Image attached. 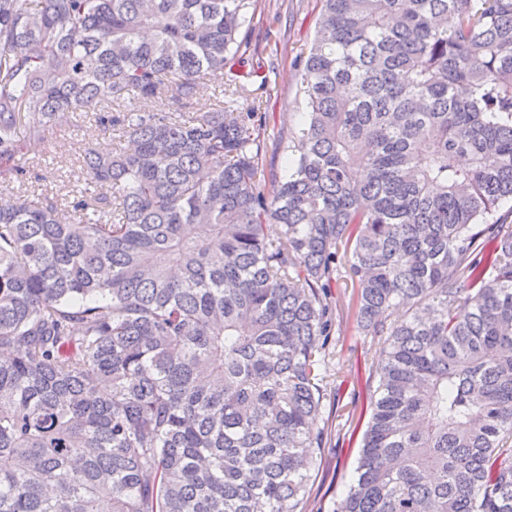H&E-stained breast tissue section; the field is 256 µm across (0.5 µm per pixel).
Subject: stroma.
<instances>
[{
    "instance_id": "35a3bbf8",
    "label": "stroma",
    "mask_w": 512,
    "mask_h": 512,
    "mask_svg": "<svg viewBox=\"0 0 512 512\" xmlns=\"http://www.w3.org/2000/svg\"><path fill=\"white\" fill-rule=\"evenodd\" d=\"M318 14L319 0H252L247 50L234 65L241 89L224 95L236 111L264 116L266 162L281 179L288 173L286 136L299 134L302 127V60L314 40ZM119 145L117 130L96 123L94 113L81 112L69 125L31 143L27 156L39 188L64 194L83 183L80 161L86 148L109 152ZM349 284L344 269L325 292L337 318L326 350V395L316 425L327 430L328 441L312 473L307 512H334L353 479L371 416L380 345L361 334L348 313Z\"/></svg>"
}]
</instances>
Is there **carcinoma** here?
Returning a JSON list of instances; mask_svg holds the SVG:
<instances>
[{"instance_id": "cac0c4a2", "label": "carcinoma", "mask_w": 512, "mask_h": 512, "mask_svg": "<svg viewBox=\"0 0 512 512\" xmlns=\"http://www.w3.org/2000/svg\"><path fill=\"white\" fill-rule=\"evenodd\" d=\"M320 2L270 190L261 114L112 108L202 96L251 0H0V177L132 142L0 204V512H303L342 267L383 349L334 512H512V0ZM127 141L119 140V131L95 122L94 112H79L69 125L50 131L42 141L32 142L26 157L34 163V172L40 178L33 185L48 191L66 194L71 189L84 187L80 162L84 151L94 147L100 152H111Z\"/></svg>"}]
</instances>
